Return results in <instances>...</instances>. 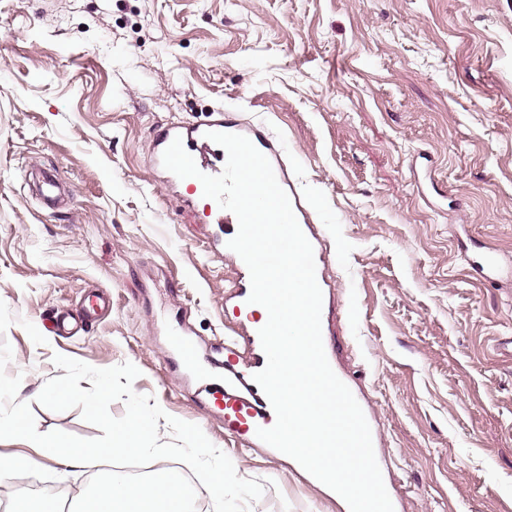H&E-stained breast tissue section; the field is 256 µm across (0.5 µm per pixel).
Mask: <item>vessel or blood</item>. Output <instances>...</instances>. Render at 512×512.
Segmentation results:
<instances>
[{
    "mask_svg": "<svg viewBox=\"0 0 512 512\" xmlns=\"http://www.w3.org/2000/svg\"><path fill=\"white\" fill-rule=\"evenodd\" d=\"M214 132L247 137L269 159L279 184L288 193L299 226L313 247L318 270L316 279L322 291L323 345L328 362H335L336 348L333 341L332 316L334 294L323 274L328 253L324 239L315 224L316 208L313 204L306 202L295 180L288 172L285 162L286 148L283 142L270 136L263 126L237 117L233 111L228 110L212 120L177 122L161 128L153 140L154 157L158 160L162 159L165 149L178 138L181 139L184 149L193 157L201 174H219L225 166L227 153L223 147L211 140L210 135ZM168 183L170 186L184 190V202L202 208L209 222L213 224L211 253L233 257L228 243L238 231L236 216L222 209L216 201L204 197L203 185L199 177L181 179L173 175L170 176ZM58 190L57 175L54 171H45L40 185L41 201L45 208L57 207ZM233 259L236 272L226 300L237 313V327L224 339V369L213 375L209 405L211 408L223 411L225 431L241 439L248 446L258 448L261 447L262 442L256 435L257 429L272 427L276 416L268 397L252 379L253 374L262 370L266 364V356L258 335L261 324L252 314V305L248 301L249 270L242 258L233 257ZM473 268L485 281H493L501 271L497 253L491 250L485 251L474 261ZM173 344L179 365L191 372L201 371L199 357L188 340L177 337L174 338Z\"/></svg>",
    "mask_w": 512,
    "mask_h": 512,
    "instance_id": "obj_1",
    "label": "vessel or blood"
}]
</instances>
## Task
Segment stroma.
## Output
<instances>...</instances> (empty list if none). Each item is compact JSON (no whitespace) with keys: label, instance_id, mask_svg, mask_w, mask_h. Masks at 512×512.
Here are the masks:
<instances>
[{"label":"stroma","instance_id":"1","mask_svg":"<svg viewBox=\"0 0 512 512\" xmlns=\"http://www.w3.org/2000/svg\"><path fill=\"white\" fill-rule=\"evenodd\" d=\"M228 106L283 139L320 208L338 359L381 419L403 512H512V353L499 347L512 280L472 271L488 248L512 262V0H0V300L17 318L0 337L37 430L101 434L80 409L37 403L65 374L54 355L128 361L137 393L263 485L249 512H342L287 460L226 435L171 355L176 322L201 352L223 344L234 269L161 187L150 147L166 124ZM45 168L67 195L52 214ZM93 290L111 311L53 333ZM0 454L20 460L5 507L33 479L59 487L58 512L92 485L30 441L0 440Z\"/></svg>","mask_w":512,"mask_h":512}]
</instances>
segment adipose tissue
<instances>
[{
  "label": "adipose tissue",
  "mask_w": 512,
  "mask_h": 512,
  "mask_svg": "<svg viewBox=\"0 0 512 512\" xmlns=\"http://www.w3.org/2000/svg\"><path fill=\"white\" fill-rule=\"evenodd\" d=\"M192 496L176 480L132 481L117 476L102 479L83 512H191Z\"/></svg>",
  "instance_id": "ef3b65f1"
}]
</instances>
